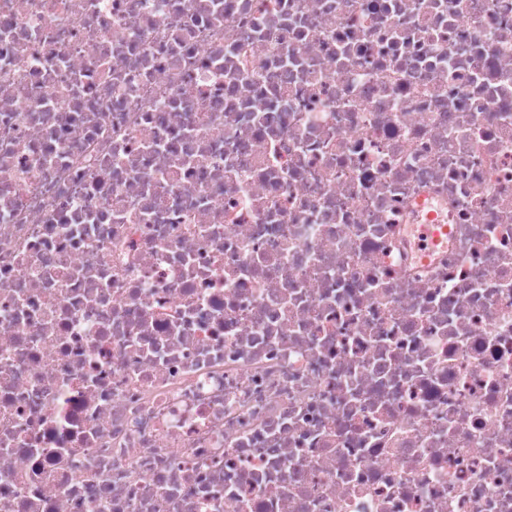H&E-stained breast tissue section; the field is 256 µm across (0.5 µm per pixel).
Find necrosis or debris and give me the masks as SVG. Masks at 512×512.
<instances>
[{
    "label": "necrosis or debris",
    "instance_id": "obj_1",
    "mask_svg": "<svg viewBox=\"0 0 512 512\" xmlns=\"http://www.w3.org/2000/svg\"><path fill=\"white\" fill-rule=\"evenodd\" d=\"M0 512H512V0H0Z\"/></svg>",
    "mask_w": 512,
    "mask_h": 512
}]
</instances>
